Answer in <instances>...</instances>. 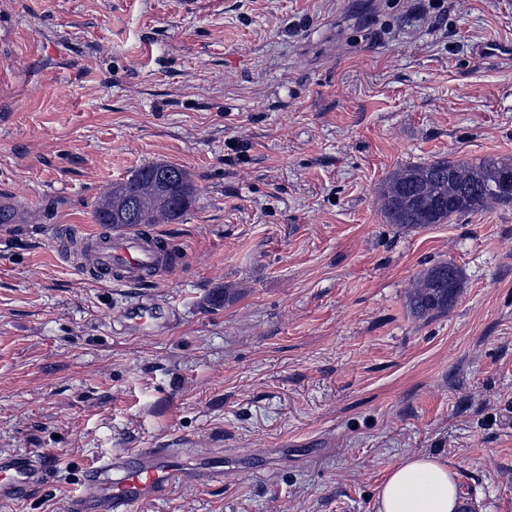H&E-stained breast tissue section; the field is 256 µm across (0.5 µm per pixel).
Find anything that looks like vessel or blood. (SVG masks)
Listing matches in <instances>:
<instances>
[{
  "label": "vessel or blood",
  "mask_w": 512,
  "mask_h": 512,
  "mask_svg": "<svg viewBox=\"0 0 512 512\" xmlns=\"http://www.w3.org/2000/svg\"><path fill=\"white\" fill-rule=\"evenodd\" d=\"M56 248L63 257L87 253L88 278L116 286L139 285L170 260L161 235L144 228L92 231L60 229ZM125 328L150 336L166 330L167 311L151 298H141L121 314ZM221 475L218 464L188 467L172 448H140L95 461L86 470L72 512H133L141 503L161 498L179 482L192 477L208 483ZM46 467L36 456L16 453L0 456V505L26 498L45 481Z\"/></svg>",
  "instance_id": "vessel-or-blood-1"
}]
</instances>
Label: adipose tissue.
Wrapping results in <instances>:
<instances>
[{"instance_id": "ef3b65f1", "label": "adipose tissue", "mask_w": 512, "mask_h": 512, "mask_svg": "<svg viewBox=\"0 0 512 512\" xmlns=\"http://www.w3.org/2000/svg\"><path fill=\"white\" fill-rule=\"evenodd\" d=\"M461 491L450 462L422 454L402 459L385 476L376 512H457Z\"/></svg>"}]
</instances>
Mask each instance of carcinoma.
<instances>
[{
    "mask_svg": "<svg viewBox=\"0 0 512 512\" xmlns=\"http://www.w3.org/2000/svg\"><path fill=\"white\" fill-rule=\"evenodd\" d=\"M512 181V161L440 159L408 165L394 172L381 193L387 222L421 228L448 224L453 219L511 203L503 186ZM196 198L189 174L165 162L135 170L127 180L112 185L98 202L96 221L115 228L176 223ZM454 293L462 287L461 270L450 262L432 265L420 275L408 295L410 312L418 318L448 313L455 299L448 297V275Z\"/></svg>",
    "mask_w": 512,
    "mask_h": 512,
    "instance_id": "1",
    "label": "carcinoma"
}]
</instances>
